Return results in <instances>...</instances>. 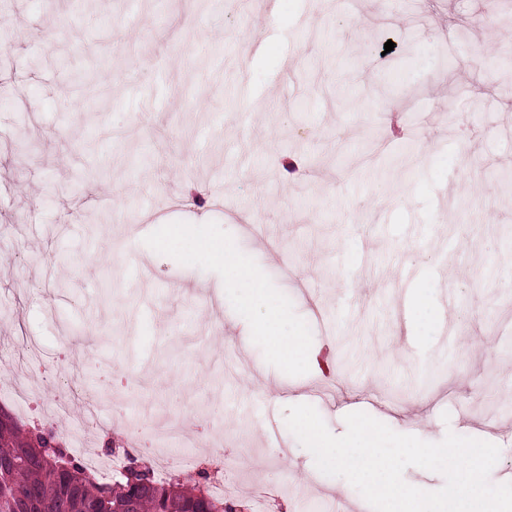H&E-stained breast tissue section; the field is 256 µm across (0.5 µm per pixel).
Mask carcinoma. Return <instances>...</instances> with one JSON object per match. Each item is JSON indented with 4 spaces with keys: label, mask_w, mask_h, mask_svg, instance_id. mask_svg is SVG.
<instances>
[{
    "label": "carcinoma",
    "mask_w": 512,
    "mask_h": 512,
    "mask_svg": "<svg viewBox=\"0 0 512 512\" xmlns=\"http://www.w3.org/2000/svg\"><path fill=\"white\" fill-rule=\"evenodd\" d=\"M56 443L53 427L27 430L0 409V512H232L236 505L178 475L159 481L151 469L129 466L104 483L77 458L59 459L48 449Z\"/></svg>",
    "instance_id": "obj_1"
}]
</instances>
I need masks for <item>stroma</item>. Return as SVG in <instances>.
Here are the masks:
<instances>
[{"label":"stroma","instance_id":"1","mask_svg":"<svg viewBox=\"0 0 512 512\" xmlns=\"http://www.w3.org/2000/svg\"><path fill=\"white\" fill-rule=\"evenodd\" d=\"M272 6L283 29L250 40ZM508 44L512 0H0V348L93 390L122 371L89 438L55 420L72 456L129 448L148 412L213 417L237 500L359 510L285 422L307 403L339 433L355 392L424 441L498 445L512 482ZM199 239L261 276L310 364L238 338ZM416 284L440 320L410 353Z\"/></svg>","mask_w":512,"mask_h":512}]
</instances>
